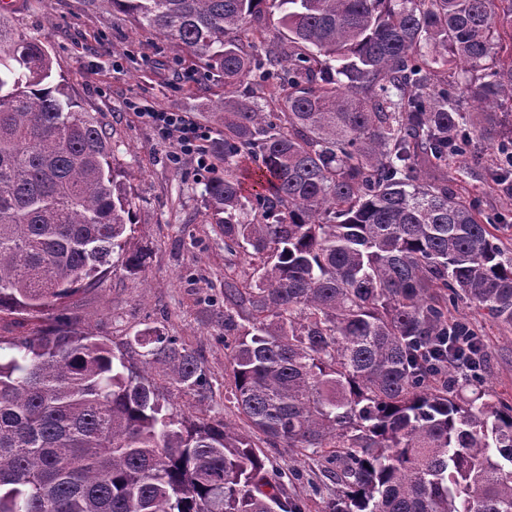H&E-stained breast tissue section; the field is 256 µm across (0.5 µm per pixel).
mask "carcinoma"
Here are the masks:
<instances>
[{
    "label": "carcinoma",
    "mask_w": 512,
    "mask_h": 512,
    "mask_svg": "<svg viewBox=\"0 0 512 512\" xmlns=\"http://www.w3.org/2000/svg\"><path fill=\"white\" fill-rule=\"evenodd\" d=\"M280 37L263 35L264 4ZM224 80V177L205 192L224 252L229 386L275 448L325 458L328 512H512V405L462 297L512 325V249L448 169L512 205V0H110ZM0 12V512H302L248 434L162 413L152 372L208 385L147 328L142 367L67 302L118 262L135 194L106 129L53 73L46 38ZM272 83L276 111L258 90ZM491 141L488 160L474 141Z\"/></svg>",
    "instance_id": "obj_1"
}]
</instances>
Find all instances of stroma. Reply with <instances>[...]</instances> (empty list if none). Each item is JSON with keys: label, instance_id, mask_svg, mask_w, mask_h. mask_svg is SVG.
<instances>
[{"label": "stroma", "instance_id": "35a3bbf8", "mask_svg": "<svg viewBox=\"0 0 512 512\" xmlns=\"http://www.w3.org/2000/svg\"><path fill=\"white\" fill-rule=\"evenodd\" d=\"M15 25L47 36L55 71L65 76L82 106L112 130L115 154L132 174L137 195L132 235L150 251L144 271L132 275L112 267L99 284L72 301L70 312L85 331L135 363L140 357L128 344L138 330L156 327L176 337L199 357L209 386L200 395L159 388L165 413L188 417L198 404L209 422L235 420L227 388L224 278L247 264L224 252V237L212 226L204 195L206 177L197 175L189 162L174 168L166 145L128 109L134 100L191 112L220 139L224 133L215 125L212 106L224 94L223 82L128 15L89 0H25ZM451 174L479 209L495 219L503 242L512 241V208H503L489 189L486 172L471 167L452 169ZM448 312L481 328L491 357L485 386L512 404V328L491 325L465 300L449 305ZM260 451L284 498L303 503L305 512H326L336 486L323 462L297 448L264 444Z\"/></svg>", "mask_w": 512, "mask_h": 512}]
</instances>
